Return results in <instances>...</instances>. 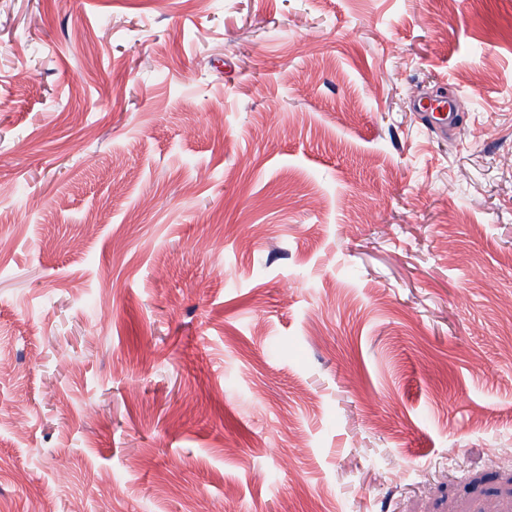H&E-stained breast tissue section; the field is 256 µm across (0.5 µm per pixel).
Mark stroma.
Masks as SVG:
<instances>
[{
  "instance_id": "35a3bbf8",
  "label": "stroma",
  "mask_w": 512,
  "mask_h": 512,
  "mask_svg": "<svg viewBox=\"0 0 512 512\" xmlns=\"http://www.w3.org/2000/svg\"><path fill=\"white\" fill-rule=\"evenodd\" d=\"M0 181V512H512V0H0ZM418 109L420 112H430L431 115L427 114V117L438 119V121L433 122L439 128L448 127V124H451L452 121L455 119L454 112H452V103L450 102V100H448V98L434 100L433 102H430L428 105L421 106V108L419 107ZM436 113L443 115V117H436Z\"/></svg>"
}]
</instances>
